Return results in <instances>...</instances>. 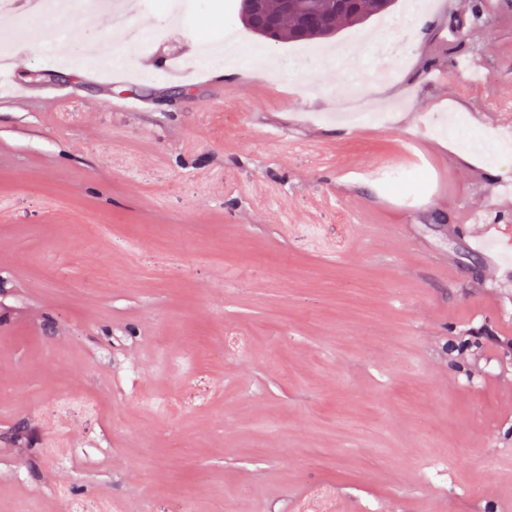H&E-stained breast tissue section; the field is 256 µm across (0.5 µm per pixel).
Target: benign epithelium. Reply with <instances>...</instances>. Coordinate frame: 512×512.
<instances>
[{"mask_svg":"<svg viewBox=\"0 0 512 512\" xmlns=\"http://www.w3.org/2000/svg\"><path fill=\"white\" fill-rule=\"evenodd\" d=\"M267 0H247L242 10L243 18L257 25V31L269 37L278 28L282 15L290 12L297 18V24L304 29L311 25L334 33V24L324 11L332 15H347L354 22L364 19V11L359 9L360 0H281V13L273 14L266 6Z\"/></svg>","mask_w":512,"mask_h":512,"instance_id":"benign-epithelium-1","label":"benign epithelium"}]
</instances>
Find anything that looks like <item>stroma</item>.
Returning <instances> with one entry per match:
<instances>
[{"label": "stroma", "mask_w": 512, "mask_h": 512, "mask_svg": "<svg viewBox=\"0 0 512 512\" xmlns=\"http://www.w3.org/2000/svg\"><path fill=\"white\" fill-rule=\"evenodd\" d=\"M164 29L90 81L18 52L0 98V512H512V156L467 162L440 120H512V0H430L404 59L350 85L239 0H149ZM253 53L176 77L224 24ZM386 19L309 43H358ZM184 96L167 105L155 93ZM379 124L327 120L338 96ZM136 96L139 112L115 108ZM428 168L411 208L385 167ZM478 223H471V216ZM448 455L438 482L426 448Z\"/></svg>", "instance_id": "1"}]
</instances>
